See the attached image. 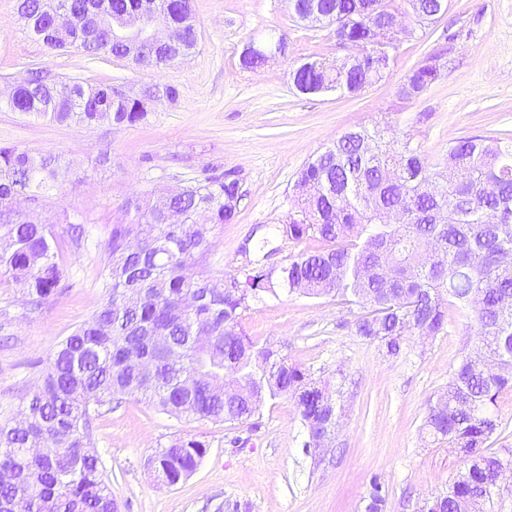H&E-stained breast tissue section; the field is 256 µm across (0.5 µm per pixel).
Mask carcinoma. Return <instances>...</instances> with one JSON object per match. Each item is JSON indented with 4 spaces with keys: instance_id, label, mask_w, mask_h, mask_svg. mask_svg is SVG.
<instances>
[{
    "instance_id": "obj_1",
    "label": "carcinoma",
    "mask_w": 512,
    "mask_h": 512,
    "mask_svg": "<svg viewBox=\"0 0 512 512\" xmlns=\"http://www.w3.org/2000/svg\"><path fill=\"white\" fill-rule=\"evenodd\" d=\"M62 0H19L29 31L53 52L75 48L93 60L125 58L127 44L95 18L140 16L150 26L183 28L182 50L197 46L196 27L184 24L191 0H68L74 14L69 37H55L53 19ZM321 22L336 40L364 43L377 26L392 24L401 7L419 22L434 21L445 0H317ZM177 61L141 57V69L160 70ZM292 78L300 89L341 85L353 96L388 72L370 62L341 75L310 58ZM423 65L398 86V98L416 99L437 78ZM6 106L13 112L59 123L133 125L147 103H130L110 86L79 80L52 82L37 74L16 85ZM66 171L55 157L15 147L0 148V287L16 288L27 306H40L67 278L63 245H82V224L63 216L66 236L38 218L16 211L56 190ZM299 181L316 186L288 213L271 236L319 246L289 256L283 265L248 260L235 272L211 277L197 269L216 224L234 221L243 200L234 169L191 185L176 197L134 196L125 218L112 225L107 242V299L93 316L62 341L40 385L24 407L0 418V512H115L117 502L104 478V464L91 449L90 409L117 395L140 398L174 416L244 423L266 398L293 400L309 437H335L336 402L309 381L288 358L259 346L244 332L250 303L267 294L299 293L340 298L366 312L355 333L381 342L387 354L401 350L405 336H437L448 326V308L472 311L476 353L502 365L488 376L463 360L446 393L429 407L424 428L463 457L448 490L428 500L422 512H499L512 488L487 487L488 475L512 448H490L500 432L496 406L512 389V270L495 256L512 251V135L468 136L434 159L411 141L387 140L378 125L355 126L306 162ZM183 212L180 236L168 231V210ZM49 452H23L32 440ZM207 451L196 439H175L156 452L157 477L176 485L193 474ZM386 495L375 479L367 512H383Z\"/></svg>"
}]
</instances>
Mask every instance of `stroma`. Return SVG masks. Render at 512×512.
I'll return each mask as SVG.
<instances>
[{
    "mask_svg": "<svg viewBox=\"0 0 512 512\" xmlns=\"http://www.w3.org/2000/svg\"><path fill=\"white\" fill-rule=\"evenodd\" d=\"M447 3L437 21L414 24L386 78L340 97L295 90L293 67L313 56L332 64L347 51L326 25L297 19L290 0H193L198 45L158 71L74 49L49 52L20 21L18 0H0V97L34 68L130 95L153 84L179 92L133 125L59 124L0 108V147L50 154L69 170L43 201L42 219L62 234L67 213L83 220L87 234L80 249L63 255L68 287L38 311L0 288V408L17 410L58 344L106 301L107 240L129 197L239 171L245 198L232 223L214 227L202 261L219 277L244 263L249 239L287 219L303 164L351 126L379 124L431 158L460 137L512 132V0ZM269 34L285 38L286 54L261 70L244 69L246 44ZM437 52L439 77L419 98L399 100L400 82ZM105 153L106 168L98 164ZM361 312L328 297L283 293L252 303L243 319L254 342L340 388L336 437L319 454L306 452L302 421L285 397L267 400L244 424L169 416L134 396L91 415L92 445L120 512H365L375 479L385 487V512H418L445 491L462 462L421 425L477 343L472 313L450 312L445 333L407 337L389 356L356 335ZM179 437L204 441L207 453L192 476L168 486L150 461Z\"/></svg>",
    "mask_w": 512,
    "mask_h": 512,
    "instance_id": "stroma-1",
    "label": "stroma"
}]
</instances>
